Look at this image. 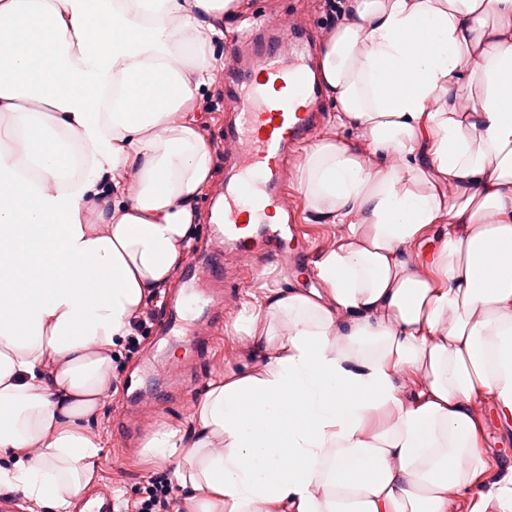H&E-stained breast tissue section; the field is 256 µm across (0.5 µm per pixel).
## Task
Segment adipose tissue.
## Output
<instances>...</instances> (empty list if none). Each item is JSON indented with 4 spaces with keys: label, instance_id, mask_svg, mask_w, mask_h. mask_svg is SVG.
Listing matches in <instances>:
<instances>
[{
    "label": "adipose tissue",
    "instance_id": "ef3b65f1",
    "mask_svg": "<svg viewBox=\"0 0 512 512\" xmlns=\"http://www.w3.org/2000/svg\"><path fill=\"white\" fill-rule=\"evenodd\" d=\"M237 0H0V487L72 512L112 351L185 259L213 148L195 111ZM316 67L340 126L298 170L346 229L324 292L236 330L177 462L186 512H512V0H346ZM448 232L428 259L418 242ZM493 404L488 403L484 407V411L489 415L488 417V435H489V447L495 448L496 451L501 452L500 455L504 457V454L512 456V435L503 434L493 416L491 411Z\"/></svg>",
    "mask_w": 512,
    "mask_h": 512
}]
</instances>
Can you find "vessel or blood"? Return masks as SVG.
<instances>
[{"label": "vessel or blood", "instance_id": "b4317fda", "mask_svg": "<svg viewBox=\"0 0 512 512\" xmlns=\"http://www.w3.org/2000/svg\"><path fill=\"white\" fill-rule=\"evenodd\" d=\"M248 69L226 74L238 109L224 129L235 147L228 160L232 177L224 185V245L243 264L254 259L253 238L265 239L267 257L276 263L301 265L304 248H289L287 221L297 209L281 191L285 163L299 142L313 139L318 117L292 112L296 98L312 99L315 87L301 48L282 41L256 40Z\"/></svg>", "mask_w": 512, "mask_h": 512}]
</instances>
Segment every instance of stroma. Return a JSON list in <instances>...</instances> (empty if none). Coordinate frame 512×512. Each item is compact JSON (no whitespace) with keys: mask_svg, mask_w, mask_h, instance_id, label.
Wrapping results in <instances>:
<instances>
[{"mask_svg":"<svg viewBox=\"0 0 512 512\" xmlns=\"http://www.w3.org/2000/svg\"><path fill=\"white\" fill-rule=\"evenodd\" d=\"M239 4L236 14L224 19V39L216 46L225 61H232L236 38L249 18L285 14L295 18L298 31L310 35L305 57L307 63L315 62V48L326 35V14L319 0H239ZM201 105L200 120L217 158L213 177L197 200L203 220L194 240L195 250L187 254L170 285L185 289L208 263L220 262L227 270L223 296L229 308L223 314L207 315L199 307L192 313V320L205 318L212 324L213 341L202 354H192L184 329L166 331L157 324L136 330L116 348L112 394L105 397L96 420L90 423L104 448L93 485L107 487L114 512H123L126 503L140 499L155 473L174 470L173 464L161 463L145 451L151 433L163 427L189 428L208 383L237 370L246 361V344L234 329L240 311L258 307L263 295L272 289L322 288L315 264L344 236L339 225L317 221L310 210L300 208V222L306 228L308 269L288 274L261 261L246 273H239L233 255L225 253L209 221L213 203L224 192V116L234 111L235 103L225 96L224 83L219 80L203 91Z\"/></svg>","mask_w":512,"mask_h":512,"instance_id":"stroma-1","label":"stroma"}]
</instances>
